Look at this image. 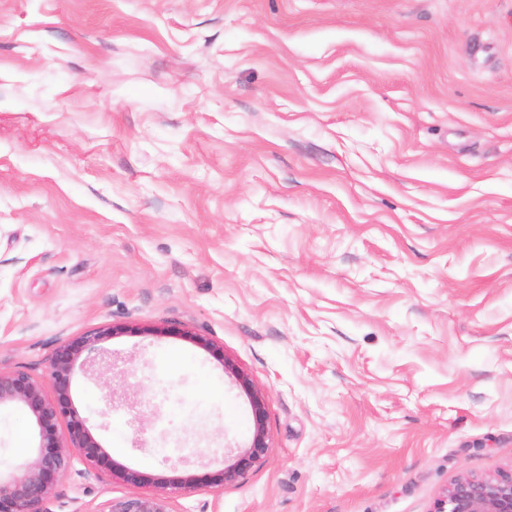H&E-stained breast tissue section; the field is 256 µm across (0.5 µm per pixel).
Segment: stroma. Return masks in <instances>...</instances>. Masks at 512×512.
Instances as JSON below:
<instances>
[{
  "label": "stroma",
  "instance_id": "obj_1",
  "mask_svg": "<svg viewBox=\"0 0 512 512\" xmlns=\"http://www.w3.org/2000/svg\"><path fill=\"white\" fill-rule=\"evenodd\" d=\"M172 512H432L512 467V0H0V370ZM38 443L0 409V468ZM71 456L49 512L149 494ZM231 370L234 371L237 381L251 402L254 430L249 446L235 456L228 465H225L223 470L203 477L186 474L174 479L152 478L112 461L103 472L93 474L94 478L97 480L119 479L130 485L154 484L158 491L151 495L111 499L104 504V508L100 512H172L169 510V494L171 492L168 491L191 489L201 483H206L211 487H224L225 484L242 478L266 456L270 446L265 429L267 415L264 396L252 386L244 373L234 370L233 367Z\"/></svg>",
  "mask_w": 512,
  "mask_h": 512
}]
</instances>
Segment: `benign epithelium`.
Listing matches in <instances>:
<instances>
[{
  "instance_id": "1",
  "label": "benign epithelium",
  "mask_w": 512,
  "mask_h": 512,
  "mask_svg": "<svg viewBox=\"0 0 512 512\" xmlns=\"http://www.w3.org/2000/svg\"><path fill=\"white\" fill-rule=\"evenodd\" d=\"M105 335L107 332L99 331L70 338L55 349L50 370L51 395L46 394L38 379L24 370L0 371V407L23 408L33 418L39 437L32 459L13 471L0 470V512H48L44 504L66 472L71 455L77 454L92 465H99L108 458L105 448L73 409L70 396L78 362L96 360L98 342ZM235 376L251 402L254 430L249 446L223 470L203 477L186 474L174 479L152 478L113 461L104 471L95 473L94 478L119 479L130 485L153 484L157 492L111 499L101 512H171L169 492L191 489L201 483L211 487L233 483L266 456L269 442L264 396L245 374L237 371ZM62 422L67 426L66 440L58 432ZM433 512H512V469L486 477L456 476L436 500Z\"/></svg>"
}]
</instances>
